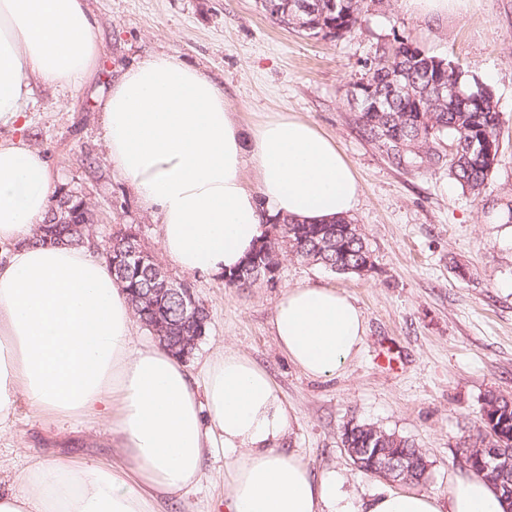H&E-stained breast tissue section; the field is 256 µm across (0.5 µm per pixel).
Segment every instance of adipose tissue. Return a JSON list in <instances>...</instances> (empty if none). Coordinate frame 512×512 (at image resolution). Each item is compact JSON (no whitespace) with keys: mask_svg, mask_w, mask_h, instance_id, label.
Masks as SVG:
<instances>
[{"mask_svg":"<svg viewBox=\"0 0 512 512\" xmlns=\"http://www.w3.org/2000/svg\"><path fill=\"white\" fill-rule=\"evenodd\" d=\"M100 47L84 0H0V126L19 127L33 80L92 73ZM104 138L114 169L160 216V248L181 270L237 267L274 216L321 223L352 213L356 177L335 140L281 113L242 125L210 77L170 54L113 83ZM252 164L258 181L242 180ZM54 185L44 154L0 140V434L20 404L54 419L108 417L121 458L32 462L0 489V512H160L224 457L226 512H505L490 483L452 480L446 496L386 491L350 500L336 470L314 473L282 446L291 418L270 374L227 350L193 376L165 347L135 343L134 314L105 256L33 242ZM272 332L304 374L328 379L360 352L363 314L319 284L278 299Z\"/></svg>","mask_w":512,"mask_h":512,"instance_id":"obj_1","label":"adipose tissue"}]
</instances>
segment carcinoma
Listing matches in <instances>:
<instances>
[{
  "mask_svg": "<svg viewBox=\"0 0 512 512\" xmlns=\"http://www.w3.org/2000/svg\"><path fill=\"white\" fill-rule=\"evenodd\" d=\"M312 9L301 14L307 24L303 32L310 37L340 38L362 21L366 0H308ZM280 0H261L262 10L273 20L286 25L294 23V15L279 12ZM436 70L435 57L426 54L411 40L398 38L395 46L374 57L366 73L377 107L372 112L359 111L358 124L367 140L379 144L388 160L398 167L425 165L448 168V174L463 190L478 199L492 176L502 152L500 113L488 86L459 65L445 58ZM458 85L460 97L440 98L435 94L439 82ZM448 149H443V146ZM57 197L76 210L79 223L58 224L59 242L90 245L92 215L88 201L79 195L58 189ZM138 242L119 229L103 246L112 253V274L127 293L134 314L148 328L161 320L171 324L173 342L167 348L178 353V337L190 335L193 328L209 326V312L200 306L196 324L182 328L181 306L176 299L157 305L144 299L149 289L158 286L155 271L149 265L130 270L118 258ZM288 255L312 262L341 274H360L371 261V253L359 225L342 217L328 224H306L291 217H278L268 224L267 233L258 241L252 257L259 260V271L238 268V277L225 283L229 288H247L258 281V272L267 265H279L280 256ZM482 424L493 434L512 440V397L491 392L483 403ZM346 448H382L391 456L406 457L419 468L410 475L396 473L393 479L418 483L426 470L420 468V452L414 442L379 427L353 423L342 434Z\"/></svg>",
  "mask_w": 512,
  "mask_h": 512,
  "instance_id": "carcinoma-1",
  "label": "carcinoma"
}]
</instances>
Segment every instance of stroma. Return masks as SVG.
Returning <instances> with one entry per match:
<instances>
[{
	"instance_id": "stroma-1",
	"label": "stroma",
	"mask_w": 512,
	"mask_h": 512,
	"mask_svg": "<svg viewBox=\"0 0 512 512\" xmlns=\"http://www.w3.org/2000/svg\"><path fill=\"white\" fill-rule=\"evenodd\" d=\"M102 52L75 88L34 82L27 124L0 127V140L24 136L45 154L55 185L86 197L98 241L121 224L139 226L159 252V219L112 167L103 137V103L113 82L145 57L167 53L199 67L224 88L227 107L246 125L278 112L331 136L354 170L360 195L350 216L372 254L363 275L338 274L282 257L274 282L228 288L220 276L191 274L162 259L165 272L193 284L210 313L186 361L199 373L214 352L239 351L264 367L291 415L286 447L315 472L336 469L366 498L395 482L358 470L341 442L349 421L412 440L429 464L422 492L445 495L465 475L464 436L475 434L488 392L512 396V0H468L445 17L420 18L400 0H372L361 25L320 40L278 24L258 0H86ZM406 37L426 53L475 73L500 112L501 156L485 202L446 169L398 168L364 139L348 90L380 47ZM320 283L345 291L367 327L361 354L330 379L302 373L278 348L273 309L288 289ZM109 425L96 416L53 420L20 406L0 436L7 475L32 459L114 456ZM163 512H224V460L208 459L199 486Z\"/></svg>"
}]
</instances>
